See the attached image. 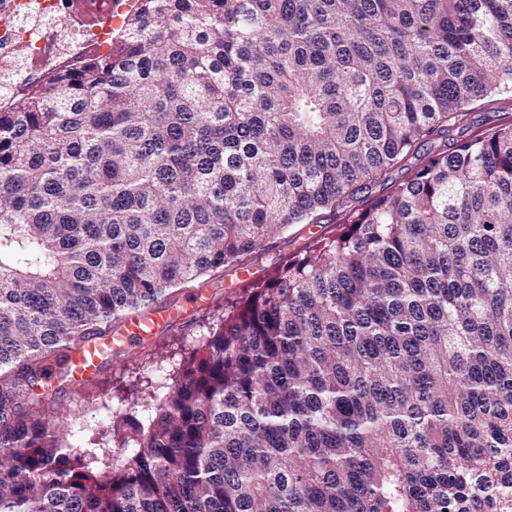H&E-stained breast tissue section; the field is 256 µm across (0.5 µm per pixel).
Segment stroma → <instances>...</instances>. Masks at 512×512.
Instances as JSON below:
<instances>
[{
    "mask_svg": "<svg viewBox=\"0 0 512 512\" xmlns=\"http://www.w3.org/2000/svg\"><path fill=\"white\" fill-rule=\"evenodd\" d=\"M325 224H296L275 239L270 247L249 263L247 270L225 276L215 288H186L160 301L163 309L176 311V319L158 326L154 332L122 350L120 357L106 358L95 379L93 391L99 405L91 415L88 439L110 426L112 410L125 396L146 387L148 380L170 383L190 352L205 341L208 329L224 311V298L235 291L241 280L262 277L283 256L296 252L309 239L328 232Z\"/></svg>",
    "mask_w": 512,
    "mask_h": 512,
    "instance_id": "35a3bbf8",
    "label": "stroma"
}]
</instances>
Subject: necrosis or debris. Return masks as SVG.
<instances>
[{
    "instance_id": "1",
    "label": "necrosis or debris",
    "mask_w": 512,
    "mask_h": 512,
    "mask_svg": "<svg viewBox=\"0 0 512 512\" xmlns=\"http://www.w3.org/2000/svg\"><path fill=\"white\" fill-rule=\"evenodd\" d=\"M124 2L89 0L88 23L73 0H0V105L25 95L46 72L104 51L113 8Z\"/></svg>"
}]
</instances>
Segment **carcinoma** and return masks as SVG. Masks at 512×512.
I'll return each instance as SVG.
<instances>
[{
    "mask_svg": "<svg viewBox=\"0 0 512 512\" xmlns=\"http://www.w3.org/2000/svg\"><path fill=\"white\" fill-rule=\"evenodd\" d=\"M502 100L512 0H138L0 109V512H481L512 460V115L471 114ZM326 222L112 412L133 452L96 470L53 369Z\"/></svg>",
    "mask_w": 512,
    "mask_h": 512,
    "instance_id": "carcinoma-1",
    "label": "carcinoma"
}]
</instances>
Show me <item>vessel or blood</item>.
<instances>
[{
	"mask_svg": "<svg viewBox=\"0 0 512 512\" xmlns=\"http://www.w3.org/2000/svg\"><path fill=\"white\" fill-rule=\"evenodd\" d=\"M173 312L163 310L154 317L141 320L133 319L127 323L118 340L108 339L90 342L81 352L74 355L69 362V373L72 388H81L87 381L96 377L101 366L102 358L111 351L113 343L128 345L139 338L149 335L153 328L163 322L173 319Z\"/></svg>",
	"mask_w": 512,
	"mask_h": 512,
	"instance_id": "obj_1",
	"label": "vessel or blood"
}]
</instances>
